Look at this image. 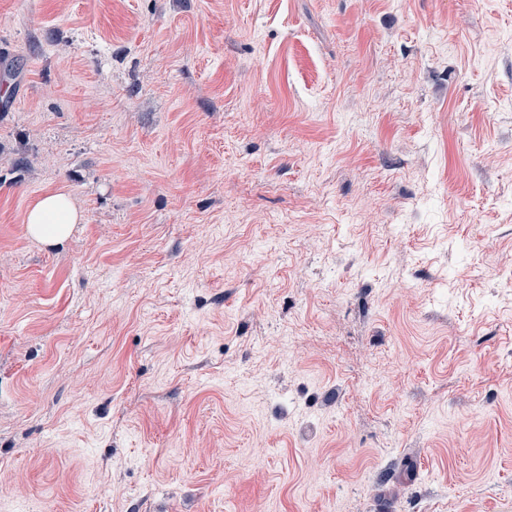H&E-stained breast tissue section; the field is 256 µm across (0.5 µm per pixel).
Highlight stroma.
I'll list each match as a JSON object with an SVG mask.
<instances>
[{
	"label": "stroma",
	"mask_w": 512,
	"mask_h": 512,
	"mask_svg": "<svg viewBox=\"0 0 512 512\" xmlns=\"http://www.w3.org/2000/svg\"><path fill=\"white\" fill-rule=\"evenodd\" d=\"M4 98L0 512H512V0H0ZM82 216L72 206L68 193L54 190L42 194L28 208L24 224L28 235L46 245L62 246Z\"/></svg>",
	"instance_id": "obj_1"
}]
</instances>
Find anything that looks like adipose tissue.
I'll list each match as a JSON object with an SVG mask.
<instances>
[{
	"mask_svg": "<svg viewBox=\"0 0 512 512\" xmlns=\"http://www.w3.org/2000/svg\"><path fill=\"white\" fill-rule=\"evenodd\" d=\"M82 216L72 206L66 191L54 190L42 194L28 208L24 224L28 235L40 243L56 247L70 237L74 224Z\"/></svg>",
	"mask_w": 512,
	"mask_h": 512,
	"instance_id": "obj_1",
	"label": "adipose tissue"
}]
</instances>
